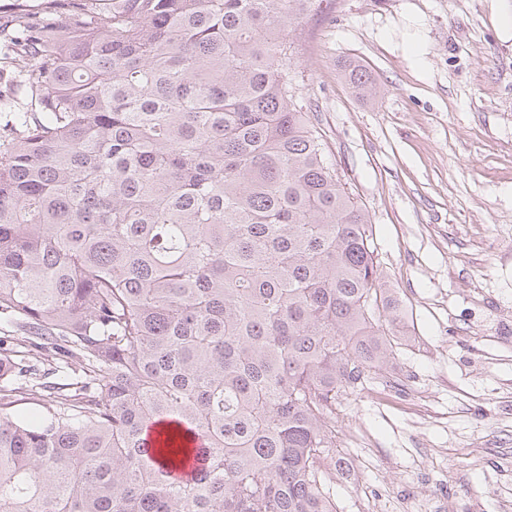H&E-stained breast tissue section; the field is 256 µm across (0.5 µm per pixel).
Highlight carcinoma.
I'll return each mask as SVG.
<instances>
[{
  "label": "carcinoma",
  "mask_w": 512,
  "mask_h": 512,
  "mask_svg": "<svg viewBox=\"0 0 512 512\" xmlns=\"http://www.w3.org/2000/svg\"><path fill=\"white\" fill-rule=\"evenodd\" d=\"M312 2L9 3L0 512H336V405L400 337L294 103Z\"/></svg>",
  "instance_id": "obj_1"
}]
</instances>
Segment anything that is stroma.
I'll return each mask as SVG.
<instances>
[{
    "label": "stroma",
    "mask_w": 512,
    "mask_h": 512,
    "mask_svg": "<svg viewBox=\"0 0 512 512\" xmlns=\"http://www.w3.org/2000/svg\"><path fill=\"white\" fill-rule=\"evenodd\" d=\"M512 0H314L299 103L409 335L336 407V512H512ZM371 75L374 99L343 66ZM345 77L355 95L362 99H373L375 95L374 81L365 69L358 65H349L345 70Z\"/></svg>",
    "instance_id": "stroma-1"
}]
</instances>
